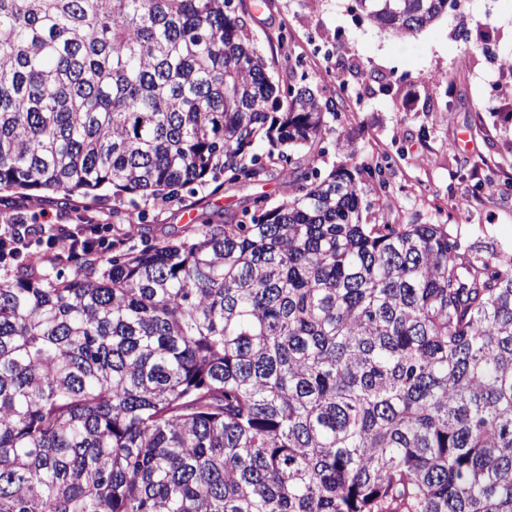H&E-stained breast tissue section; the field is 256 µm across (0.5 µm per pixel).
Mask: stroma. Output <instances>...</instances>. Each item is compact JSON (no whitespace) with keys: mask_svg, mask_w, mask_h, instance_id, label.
<instances>
[{"mask_svg":"<svg viewBox=\"0 0 512 512\" xmlns=\"http://www.w3.org/2000/svg\"><path fill=\"white\" fill-rule=\"evenodd\" d=\"M251 30L274 61L275 83L346 87V110L316 161L322 173L345 162L344 143L360 162L389 156L386 191L366 193L365 204L384 207L397 224L442 225L461 256L512 257V71L498 70L479 51L486 44L512 56V0H462L406 40L381 30L355 0H274L254 13ZM286 193L279 178L185 190L177 202L130 208L120 232L132 249L177 242L198 215L239 209L261 194L275 206ZM18 203L39 224L62 215L74 224L112 221L108 190L95 202L0 192V212Z\"/></svg>","mask_w":512,"mask_h":512,"instance_id":"1","label":"stroma"}]
</instances>
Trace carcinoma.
<instances>
[{
    "label": "carcinoma",
    "instance_id": "1",
    "mask_svg": "<svg viewBox=\"0 0 512 512\" xmlns=\"http://www.w3.org/2000/svg\"><path fill=\"white\" fill-rule=\"evenodd\" d=\"M450 1L358 3L408 38ZM270 2L0 0V189L289 187L0 281V512H512V258L363 222L384 165L315 166L345 83L270 80Z\"/></svg>",
    "mask_w": 512,
    "mask_h": 512
}]
</instances>
